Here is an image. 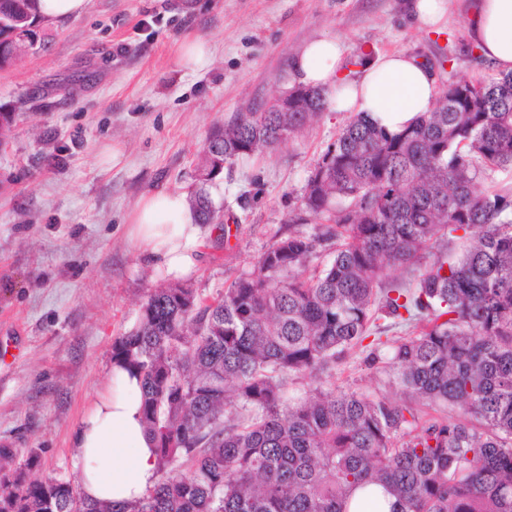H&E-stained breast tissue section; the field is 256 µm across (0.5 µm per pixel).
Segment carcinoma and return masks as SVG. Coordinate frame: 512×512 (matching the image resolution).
Returning <instances> with one entry per match:
<instances>
[{
    "mask_svg": "<svg viewBox=\"0 0 512 512\" xmlns=\"http://www.w3.org/2000/svg\"><path fill=\"white\" fill-rule=\"evenodd\" d=\"M35 2L0 0V15L32 25ZM297 92L305 112L272 102L210 131L197 223L221 220L209 186L225 167L324 110L319 90ZM507 168L512 74L448 84L397 133L355 116L304 186L292 222L320 220L312 233L279 240L211 303L187 284L152 289L113 343L112 360L142 380L154 488L90 504L70 480H26L41 466L30 449L0 481V512H360L380 508L372 494L352 504L371 485L390 512H512V192L481 187ZM387 317L426 322L385 346L393 384L429 419L331 381Z\"/></svg>",
    "mask_w": 512,
    "mask_h": 512,
    "instance_id": "carcinoma-1",
    "label": "carcinoma"
}]
</instances>
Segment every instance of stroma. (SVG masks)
I'll return each instance as SVG.
<instances>
[{
  "mask_svg": "<svg viewBox=\"0 0 512 512\" xmlns=\"http://www.w3.org/2000/svg\"><path fill=\"white\" fill-rule=\"evenodd\" d=\"M403 0H89L85 14L41 23L33 54L0 70V446L42 456L37 475L75 476L73 435L105 381L114 340L166 281L128 242L143 195L190 194L210 129L294 85L291 62L316 37L363 55L444 59L437 83L487 81L474 52L471 0H448L440 30L410 20ZM210 53L178 64L188 38ZM325 110L276 148L236 161L211 193L224 207L188 282L204 301L291 234L307 177L350 121ZM123 162L101 166L106 147ZM386 359L359 346L337 364L340 387L387 390Z\"/></svg>",
  "mask_w": 512,
  "mask_h": 512,
  "instance_id": "1",
  "label": "stroma"
}]
</instances>
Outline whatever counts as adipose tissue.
Returning a JSON list of instances; mask_svg holds the SVG:
<instances>
[{"mask_svg": "<svg viewBox=\"0 0 512 512\" xmlns=\"http://www.w3.org/2000/svg\"><path fill=\"white\" fill-rule=\"evenodd\" d=\"M481 57L512 73V0H477L466 24ZM297 84L321 90L334 111L361 114L396 133L430 111L437 98L433 72L420 59L390 52L347 76L342 44L309 41L292 61ZM204 225L184 194L159 190L134 205L128 236L157 272L184 277L194 270ZM142 388L127 364L112 363L74 433L75 467L91 502L124 505L142 499L158 481L155 442L141 415Z\"/></svg>", "mask_w": 512, "mask_h": 512, "instance_id": "obj_1", "label": "adipose tissue"}]
</instances>
